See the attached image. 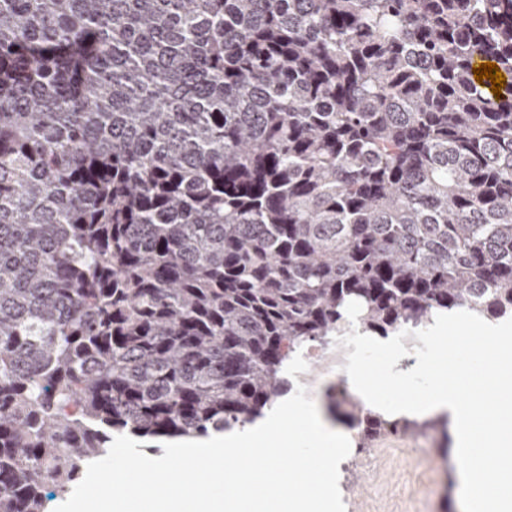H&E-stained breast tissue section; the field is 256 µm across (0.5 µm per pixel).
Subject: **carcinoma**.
<instances>
[{
	"instance_id": "carcinoma-1",
	"label": "carcinoma",
	"mask_w": 512,
	"mask_h": 512,
	"mask_svg": "<svg viewBox=\"0 0 512 512\" xmlns=\"http://www.w3.org/2000/svg\"><path fill=\"white\" fill-rule=\"evenodd\" d=\"M512 0H0V512L255 423L351 326L512 318ZM327 412L377 438L345 388Z\"/></svg>"
}]
</instances>
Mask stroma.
<instances>
[{
  "label": "stroma",
  "instance_id": "35a3bbf8",
  "mask_svg": "<svg viewBox=\"0 0 512 512\" xmlns=\"http://www.w3.org/2000/svg\"><path fill=\"white\" fill-rule=\"evenodd\" d=\"M429 441V460L415 450ZM439 434L408 433L351 451L340 463L346 512H462L456 476L445 474Z\"/></svg>",
  "mask_w": 512,
  "mask_h": 512
}]
</instances>
